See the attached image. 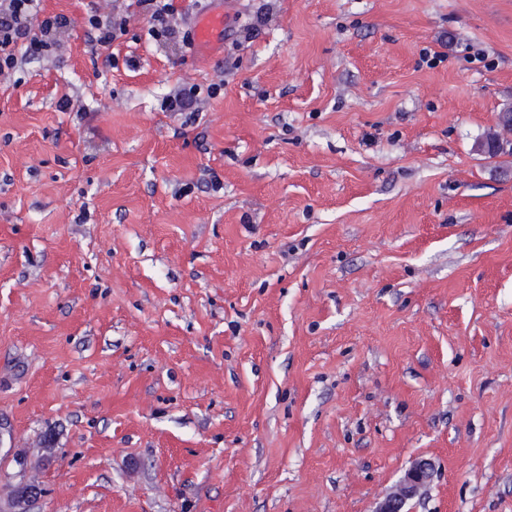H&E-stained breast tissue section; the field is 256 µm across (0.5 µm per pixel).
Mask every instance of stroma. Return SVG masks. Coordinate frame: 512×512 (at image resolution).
<instances>
[{
    "mask_svg": "<svg viewBox=\"0 0 512 512\" xmlns=\"http://www.w3.org/2000/svg\"><path fill=\"white\" fill-rule=\"evenodd\" d=\"M207 3L205 56L42 0L0 79V499L512 512V0ZM126 23L125 19H113L111 12L105 10L101 12L100 9H96L88 17L89 41L94 46L110 47L114 41L125 33ZM224 31V11L210 9L200 15L193 25V39L197 48L205 53L210 51L219 41ZM14 462L19 468L18 476L20 479L14 487L11 499L8 501L4 511L28 512L30 511V506L41 497L43 489L39 483L25 478L24 472L27 469V461L24 458L17 457ZM432 475L433 466L430 461H415L392 490L378 501L374 512H405L407 503L421 494Z\"/></svg>",
    "mask_w": 512,
    "mask_h": 512,
    "instance_id": "35a3bbf8",
    "label": "stroma"
}]
</instances>
